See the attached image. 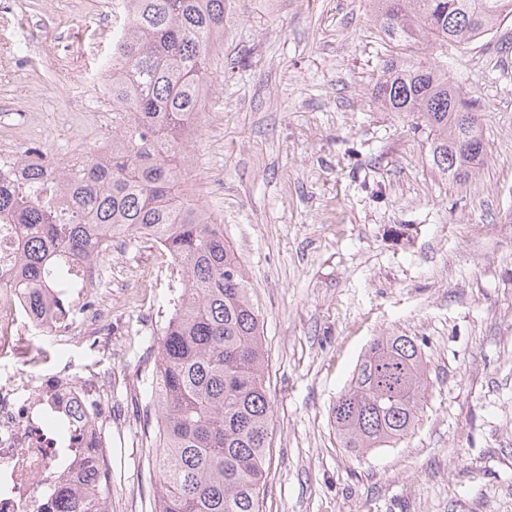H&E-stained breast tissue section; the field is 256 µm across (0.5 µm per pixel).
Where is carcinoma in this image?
I'll list each match as a JSON object with an SVG mask.
<instances>
[{"label":"carcinoma","mask_w":512,"mask_h":512,"mask_svg":"<svg viewBox=\"0 0 512 512\" xmlns=\"http://www.w3.org/2000/svg\"><path fill=\"white\" fill-rule=\"evenodd\" d=\"M227 0H118L112 33V152L56 159L55 192L41 152L0 156V282L39 309L76 288L73 271L98 265L130 236L163 248L180 291L158 338L145 408L154 411L157 499L151 512H260L272 417L258 311L238 255L186 190L188 137L216 81ZM385 38L441 52L512 16V0H374ZM372 94L391 112H417L433 167L466 181L486 147L472 102L434 62L384 60ZM429 377L411 336H378L331 408L339 447L365 453L415 429Z\"/></svg>","instance_id":"obj_1"}]
</instances>
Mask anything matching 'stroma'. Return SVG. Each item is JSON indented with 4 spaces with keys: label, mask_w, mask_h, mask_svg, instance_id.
<instances>
[{
    "label": "stroma",
    "mask_w": 512,
    "mask_h": 512,
    "mask_svg": "<svg viewBox=\"0 0 512 512\" xmlns=\"http://www.w3.org/2000/svg\"><path fill=\"white\" fill-rule=\"evenodd\" d=\"M110 0H15L0 12V144L74 159L110 126L72 89L112 52ZM371 0H228L217 80L192 131L189 181L251 284L272 407L263 512H512V17L440 55L479 115L471 178L432 167L425 124L371 93L395 53ZM112 334L33 338L38 375H108L111 512L156 497L142 379L178 281L128 238L100 266ZM146 272L138 296L129 285ZM418 339L430 386L415 429L342 449L330 410L378 336Z\"/></svg>",
    "instance_id": "obj_1"
}]
</instances>
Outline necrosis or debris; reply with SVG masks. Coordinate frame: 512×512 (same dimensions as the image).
<instances>
[{
  "instance_id": "obj_1",
  "label": "necrosis or debris",
  "mask_w": 512,
  "mask_h": 512,
  "mask_svg": "<svg viewBox=\"0 0 512 512\" xmlns=\"http://www.w3.org/2000/svg\"><path fill=\"white\" fill-rule=\"evenodd\" d=\"M99 275L91 269L88 287L51 299L40 316L24 295L0 288V350L41 329L67 339L87 323L96 339L107 337L112 316L95 287ZM100 385L65 369L45 377L22 369L0 372V512H62L56 500L44 498V489L87 498L111 485L110 443L102 425L112 409L100 399Z\"/></svg>"
}]
</instances>
